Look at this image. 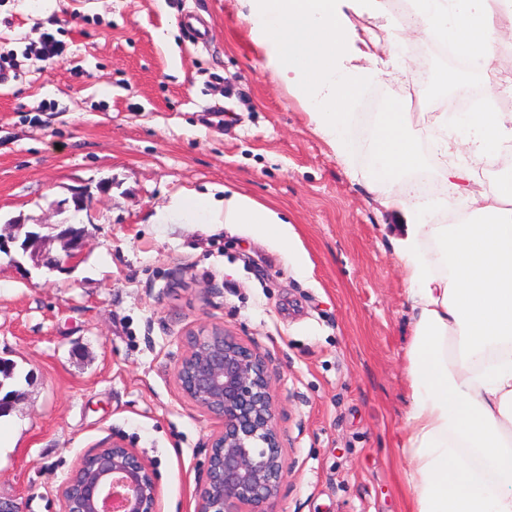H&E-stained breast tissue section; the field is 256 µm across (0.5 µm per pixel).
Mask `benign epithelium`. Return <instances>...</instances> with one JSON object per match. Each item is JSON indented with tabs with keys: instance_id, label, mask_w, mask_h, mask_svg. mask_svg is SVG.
I'll use <instances>...</instances> for the list:
<instances>
[{
	"instance_id": "1",
	"label": "benign epithelium",
	"mask_w": 512,
	"mask_h": 512,
	"mask_svg": "<svg viewBox=\"0 0 512 512\" xmlns=\"http://www.w3.org/2000/svg\"><path fill=\"white\" fill-rule=\"evenodd\" d=\"M11 224L0 233V254L20 243L39 260L45 236ZM65 256L85 248L84 229L51 224ZM175 376L185 395L219 420L210 440L206 477L197 491L196 512H267L286 467L270 392L273 370L264 357L227 334L222 327L189 333ZM64 512H160V487L154 468L121 439H112L83 456L60 488Z\"/></svg>"
}]
</instances>
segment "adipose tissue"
<instances>
[{
    "label": "adipose tissue",
    "instance_id": "obj_1",
    "mask_svg": "<svg viewBox=\"0 0 512 512\" xmlns=\"http://www.w3.org/2000/svg\"><path fill=\"white\" fill-rule=\"evenodd\" d=\"M414 18L395 20L387 52L398 56L403 36L449 42L479 72L486 96L499 91L492 47L505 31L489 0H418ZM246 21L266 49V67L305 104L317 133L338 157L349 154L348 108L360 86L385 77L366 66L369 54L348 13L383 12L384 0H247ZM373 133L370 185L404 218L394 246L412 304L408 362L410 405L401 447L410 512H512V175L491 183L448 163L449 125L470 138L481 161L512 151V115L479 104L451 117L439 113L433 160L444 168V194L425 198L418 184L389 187L415 167L410 133L420 115L387 105ZM465 202L452 224L427 223L449 198ZM197 223L254 225L289 244L288 223L239 193L215 203L206 195L174 202Z\"/></svg>",
    "mask_w": 512,
    "mask_h": 512
}]
</instances>
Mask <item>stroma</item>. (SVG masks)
<instances>
[{"mask_svg": "<svg viewBox=\"0 0 512 512\" xmlns=\"http://www.w3.org/2000/svg\"><path fill=\"white\" fill-rule=\"evenodd\" d=\"M240 0H0V229L83 222L47 264L0 256V359L16 366L0 499L63 512L78 460L120 436L156 470L161 512H195L219 420L177 384L182 341L221 326L273 368L286 461L272 512H407L399 448L411 309L400 217L370 191L373 130L421 59L350 106L340 158L265 69ZM210 24L197 45L188 16ZM65 46L40 60L44 32ZM236 191L290 224L296 251L249 224L171 214L176 195ZM88 208L74 212L75 194ZM39 226H47L57 231L52 237L63 242L65 248V256L68 259L78 257L85 248V232L84 229L76 227L75 224H38Z\"/></svg>", "mask_w": 512, "mask_h": 512, "instance_id": "obj_1", "label": "stroma"}]
</instances>
